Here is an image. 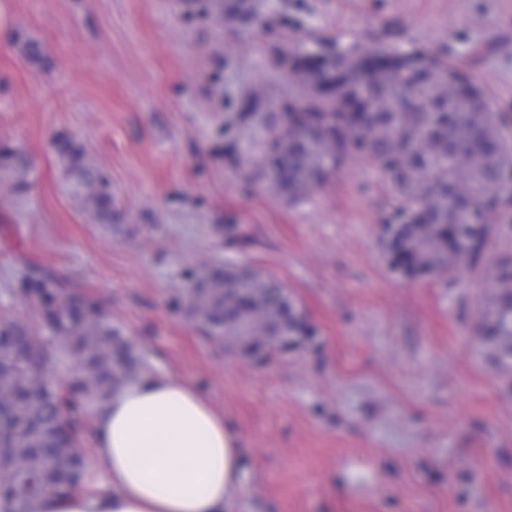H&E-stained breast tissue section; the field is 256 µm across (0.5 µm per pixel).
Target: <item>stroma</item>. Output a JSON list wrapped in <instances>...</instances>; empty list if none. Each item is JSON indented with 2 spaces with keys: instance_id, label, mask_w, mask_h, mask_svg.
Instances as JSON below:
<instances>
[{
  "instance_id": "35a3bbf8",
  "label": "stroma",
  "mask_w": 512,
  "mask_h": 512,
  "mask_svg": "<svg viewBox=\"0 0 512 512\" xmlns=\"http://www.w3.org/2000/svg\"><path fill=\"white\" fill-rule=\"evenodd\" d=\"M0 0V321L43 335L33 267L97 299L149 371L196 384L241 438L234 512H512V374L473 338L490 269L417 282L381 236L382 176L360 159L288 204L224 153L249 88L289 86L269 44L422 47L512 113V0ZM37 43L39 58L24 50ZM107 178L103 224L54 142ZM228 261L277 277L313 340L256 363L207 338L179 299ZM224 15L229 20H235L239 23L251 21V24H254L259 20L257 13L248 0H225Z\"/></svg>"
}]
</instances>
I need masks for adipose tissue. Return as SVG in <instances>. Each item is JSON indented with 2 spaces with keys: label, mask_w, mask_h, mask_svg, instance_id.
<instances>
[{
  "label": "adipose tissue",
  "mask_w": 512,
  "mask_h": 512,
  "mask_svg": "<svg viewBox=\"0 0 512 512\" xmlns=\"http://www.w3.org/2000/svg\"><path fill=\"white\" fill-rule=\"evenodd\" d=\"M94 423L89 474L101 490L46 500L42 512H231L240 437L189 382L145 374Z\"/></svg>",
  "instance_id": "obj_1"
}]
</instances>
